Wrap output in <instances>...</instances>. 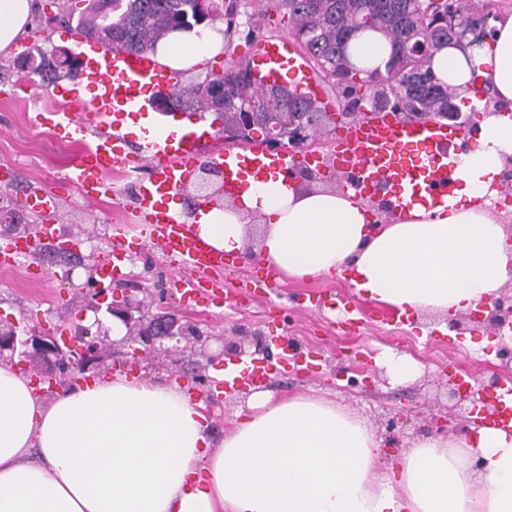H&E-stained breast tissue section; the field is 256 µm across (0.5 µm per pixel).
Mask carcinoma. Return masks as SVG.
<instances>
[{"label": "carcinoma", "mask_w": 512, "mask_h": 512, "mask_svg": "<svg viewBox=\"0 0 512 512\" xmlns=\"http://www.w3.org/2000/svg\"><path fill=\"white\" fill-rule=\"evenodd\" d=\"M275 9L288 16L289 35L301 48L310 68L345 100L344 112L359 115L385 99L384 110L405 119L430 118L448 111L455 92L436 80L430 57L451 43L471 17L488 10H499V0H450L433 7L431 0H272ZM239 0L211 3L206 25L224 22L225 32L236 28ZM197 0H88L79 14L62 9L60 21H77L84 37L109 49L154 54L157 42L168 31L188 21L197 22ZM365 16L376 19L369 31L382 34L391 46L385 71L359 70L350 62L348 44ZM422 42L426 51L409 52V45ZM29 66L42 82L59 76L47 54L29 58ZM229 86L224 101L208 97L215 82ZM170 111L211 113L221 122L217 133L239 131L244 127L258 134L270 122L288 128L305 123L316 137L328 135L331 122L319 102L302 90L289 86H260L250 66L230 64L220 73H208L188 85L174 83ZM287 99L288 111L269 112L266 102Z\"/></svg>", "instance_id": "cac0c4a2"}]
</instances>
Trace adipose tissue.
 I'll list each match as a JSON object with an SVG mask.
<instances>
[{"label": "adipose tissue", "mask_w": 512, "mask_h": 512, "mask_svg": "<svg viewBox=\"0 0 512 512\" xmlns=\"http://www.w3.org/2000/svg\"><path fill=\"white\" fill-rule=\"evenodd\" d=\"M35 0H0V52L31 25ZM479 47H445L431 70L477 101L479 147L458 157L444 204L407 208L379 232L354 190L310 188L275 171L192 217L201 238L244 255L262 224V259L292 281L347 273L357 295L400 313L441 316L493 304L512 281V233L496 181L512 159V13ZM224 47L204 29L169 35L155 60L180 71ZM203 399L178 384L103 374L36 391L0 364V512H512V429L429 434L389 463L367 419L314 394L257 388L213 443Z\"/></svg>", "instance_id": "ef3b65f1"}]
</instances>
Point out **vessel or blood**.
<instances>
[{"label":"vessel or blood","instance_id":"1","mask_svg":"<svg viewBox=\"0 0 512 512\" xmlns=\"http://www.w3.org/2000/svg\"><path fill=\"white\" fill-rule=\"evenodd\" d=\"M249 60L259 83L279 85L286 78L298 79L314 96L323 91L311 75L295 45L287 40L263 38L253 44ZM84 77L93 86L94 109L90 112L46 111L33 113L31 120L66 130L68 138L81 150L65 179L84 198L110 197L113 189L108 171L147 169L148 177L139 185L138 217L141 232L155 245L174 270L172 286L187 304L206 305L210 297L222 294L224 275L236 264L226 259L197 234L189 231L166 206L172 193L191 177L201 142L212 139L209 130L183 126L180 135H155L141 144L137 157L125 154L127 117L149 118L152 111L148 91L170 85L173 73L145 54L113 50L109 60L85 59ZM465 128L435 121L419 124L385 114L346 125L333 140L331 155L298 153L284 149L270 152L255 146L243 152H227L213 147L211 163L224 167V189L238 192L245 177L261 179L266 170L296 165L316 168H349L354 172L352 187L370 191L383 187L392 209L409 202L429 205L444 203L454 190L457 163L451 145L464 140ZM33 211L49 213L57 209L59 197L52 188L31 190L26 197ZM55 225H39L36 235H20L0 246V265L12 268L30 254L36 243L57 238ZM127 250L122 237H115L110 249L93 256L105 281L121 278L126 268ZM269 366L254 362L225 372L218 386L233 389L263 381Z\"/></svg>","mask_w":512,"mask_h":512}]
</instances>
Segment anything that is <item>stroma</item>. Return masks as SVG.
<instances>
[{
  "label": "stroma",
  "instance_id": "stroma-1",
  "mask_svg": "<svg viewBox=\"0 0 512 512\" xmlns=\"http://www.w3.org/2000/svg\"><path fill=\"white\" fill-rule=\"evenodd\" d=\"M236 32L225 35L224 49L208 57L206 63L181 72V81L204 77L207 72H222L233 61L243 59L250 48L248 32L257 37H287L288 19L275 9L267 8L266 0H243L237 18ZM87 39L76 24L56 25L44 30L31 28L28 35L11 51L0 56V165L10 167V183L14 214L35 219L36 214L25 205L29 190L47 184L60 197V205L52 217L61 236L77 231L87 235L95 251L108 248L116 231L127 237L131 254L128 276L115 281L118 289L142 286L163 294L184 319L196 324L208 336L210 349H219L220 339L237 340L240 332L264 336H284L293 341L300 354L313 357V369L296 371L281 367L278 347H270L266 362L275 366L266 386L276 394L316 393L350 403L369 421H376L385 411H403L405 440H413L426 432L435 415L457 413L456 402L448 396L444 373L449 363L470 370L475 358L469 349L452 354L448 351L449 330L443 318L426 314L413 320H396L390 309L364 316L355 328L340 329L342 320L336 304L339 296H353L354 290L340 277L308 282H287L283 299H257L241 286V279L250 270L241 263L234 275L224 279V300L210 304L206 310L185 305L171 286V272L157 249L138 237L134 225L125 221L137 208L136 192L129 182H121L112 198L106 201L82 198L65 175L75 151L69 150L64 130L31 125L27 115L33 112V97L42 94L62 102L81 91L84 78H63L41 88L28 83L14 67L17 57L39 48L51 51L56 47L81 54ZM67 256L56 253L47 258L30 253L23 264L0 271V317L25 319L34 327L73 323L81 313L83 295L90 291L89 273L77 266L71 280L61 277ZM319 296L314 314L303 313L308 295ZM407 353L423 365L422 375L405 386L391 385L384 368L378 364L386 351ZM141 378L192 380L198 390L209 392L215 383L214 365L206 363L193 349L158 352L138 363ZM373 373L371 387L360 383L363 372Z\"/></svg>",
  "mask_w": 512,
  "mask_h": 512
}]
</instances>
